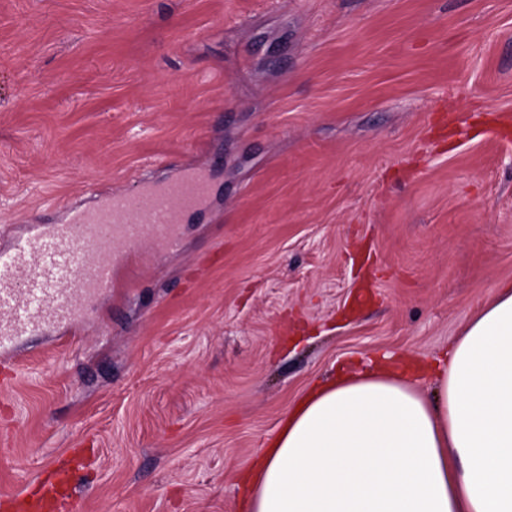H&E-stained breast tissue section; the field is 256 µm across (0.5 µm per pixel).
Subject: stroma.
<instances>
[{
  "mask_svg": "<svg viewBox=\"0 0 512 512\" xmlns=\"http://www.w3.org/2000/svg\"><path fill=\"white\" fill-rule=\"evenodd\" d=\"M512 0H0V230L210 168L211 207L0 382V496L243 512L313 382L443 353L512 283ZM456 132H449V118ZM81 470L71 461L53 463L32 490L5 497L2 505L12 512H79Z\"/></svg>",
  "mask_w": 512,
  "mask_h": 512,
  "instance_id": "1",
  "label": "stroma"
}]
</instances>
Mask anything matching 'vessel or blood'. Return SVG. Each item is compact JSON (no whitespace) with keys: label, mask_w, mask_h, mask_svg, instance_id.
<instances>
[{"label":"vessel or blood","mask_w":512,"mask_h":512,"mask_svg":"<svg viewBox=\"0 0 512 512\" xmlns=\"http://www.w3.org/2000/svg\"><path fill=\"white\" fill-rule=\"evenodd\" d=\"M213 193L207 170L191 166L131 191L94 192L88 204L65 202L60 218L21 225L0 249V357L75 335L119 281L132 280L134 246L181 251L183 224L208 209ZM80 487V466L56 462L32 490L0 505L6 512H79Z\"/></svg>","instance_id":"vessel-or-blood-1"}]
</instances>
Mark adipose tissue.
I'll return each instance as SVG.
<instances>
[{
    "mask_svg": "<svg viewBox=\"0 0 512 512\" xmlns=\"http://www.w3.org/2000/svg\"><path fill=\"white\" fill-rule=\"evenodd\" d=\"M318 381L245 482L246 512H512V287L436 365Z\"/></svg>",
    "mask_w": 512,
    "mask_h": 512,
    "instance_id": "obj_1",
    "label": "adipose tissue"
}]
</instances>
